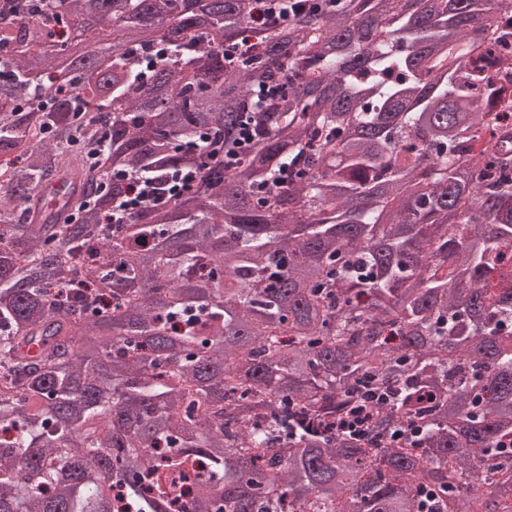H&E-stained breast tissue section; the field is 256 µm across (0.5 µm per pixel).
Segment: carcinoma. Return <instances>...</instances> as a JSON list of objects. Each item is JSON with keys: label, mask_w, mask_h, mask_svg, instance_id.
Segmentation results:
<instances>
[{"label": "carcinoma", "mask_w": 512, "mask_h": 512, "mask_svg": "<svg viewBox=\"0 0 512 512\" xmlns=\"http://www.w3.org/2000/svg\"><path fill=\"white\" fill-rule=\"evenodd\" d=\"M12 2L0 512H512V6ZM124 170L161 201L114 224ZM365 386L370 441L326 432ZM253 142V133L250 123L242 127L239 136L230 144L224 143V164H229L232 160H237L246 155Z\"/></svg>", "instance_id": "cac0c4a2"}]
</instances>
